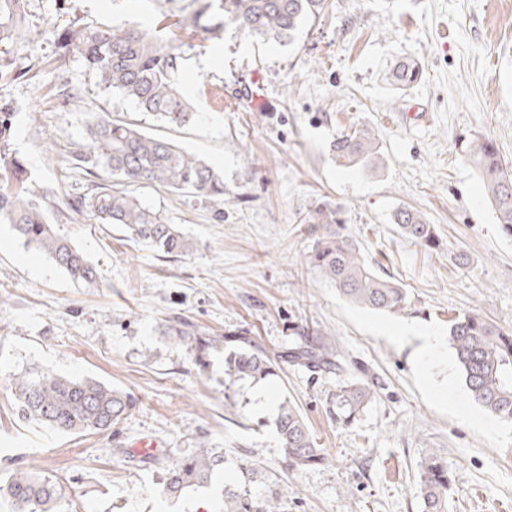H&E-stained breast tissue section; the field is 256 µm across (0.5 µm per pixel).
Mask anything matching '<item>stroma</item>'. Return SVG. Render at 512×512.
I'll list each match as a JSON object with an SVG mask.
<instances>
[{"mask_svg":"<svg viewBox=\"0 0 512 512\" xmlns=\"http://www.w3.org/2000/svg\"><path fill=\"white\" fill-rule=\"evenodd\" d=\"M204 0H24L25 23L182 26L180 85L199 113L190 127L156 121L98 87L80 56L47 40L11 46L23 76L0 82L18 115L13 147L44 188L48 216L97 269L74 282L0 223V384L30 369L94 377L137 403L114 428L65 434L18 418L0 392V485L17 469L64 488L54 512H219L243 465L280 478L286 512H424L416 479L436 449L455 483L448 512H512V424L470 397L446 339L448 320L474 313L512 328V240L503 237L463 137L492 140L512 162V0H327L292 42L263 44L234 29L220 42L184 28ZM418 81L395 87L399 62ZM262 101L239 100L251 76ZM80 89L81 107L62 95ZM138 124L201 156L224 175L223 200L127 184L144 206L195 242L188 257L138 245L116 224L68 219L86 193L72 168L92 114ZM379 135L382 163L339 165L331 142L352 126ZM340 210L345 232L378 272L401 281L404 312L350 304L307 256L321 228L304 216ZM433 224L434 249L398 234L397 210ZM211 341L205 358L173 329ZM440 336L422 354L423 336ZM287 352L307 336L330 337L337 367L282 365L258 383L224 385V339ZM363 379L374 396L340 426L325 400ZM292 402L327 456L288 470L274 419ZM176 455L220 448L210 485L174 499L165 471L144 468L137 444Z\"/></svg>","mask_w":512,"mask_h":512,"instance_id":"obj_1","label":"stroma"}]
</instances>
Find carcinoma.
I'll return each mask as SVG.
<instances>
[{"label":"carcinoma","mask_w":512,"mask_h":512,"mask_svg":"<svg viewBox=\"0 0 512 512\" xmlns=\"http://www.w3.org/2000/svg\"><path fill=\"white\" fill-rule=\"evenodd\" d=\"M21 2L0 0V46L35 35L52 38L60 50L83 59L99 86L133 101L156 120L181 127L196 123L198 112L177 80L182 54L167 37L139 25L84 24L60 30L51 20L33 31L25 26ZM324 6L325 0H207L191 25L205 40L219 38L232 27L263 42L290 43L303 23L317 17ZM15 117L12 103L0 100V221L12 225L26 246L46 254L71 279L93 285L97 282L95 266L48 221L45 196L13 149ZM460 147L479 174L500 233L512 239V165L487 138L470 137ZM331 151L344 166H359L371 173L378 169V142L366 126L337 137ZM90 161L128 182L155 184L176 194L224 198V175L197 155L132 123L105 116L93 118L87 125L86 143L70 158L77 169ZM94 178L89 194L67 202L70 218L121 224L132 240L164 254L185 256L194 251L193 241L178 225L167 223L112 185L98 182L99 175ZM339 215L329 206L315 211L312 221L322 225L323 233L310 251L308 265L351 303L393 315L401 313L408 304L406 289L376 272L358 243L343 232ZM395 224L401 235L418 245L428 249L436 245L434 227L421 214L401 209ZM448 342L473 400L502 421L512 422V328H502L473 313H459L449 320ZM225 347L224 376L231 383L266 379L283 360L314 368L333 365L332 348L324 336L300 343L284 356L245 337L228 340ZM11 391L22 419L73 434L110 429L135 405L131 394L95 378L72 379L37 369L15 376ZM371 398L368 382L344 383L331 394L328 415L338 424H351ZM276 429L289 469L325 460L303 416L288 400L279 405ZM142 462L167 464L163 494L175 496L189 487L210 483L224 464V452L196 448L172 459L145 456ZM240 471L239 485L224 488L222 512H285L284 488L278 479L247 465ZM452 483L436 450H429L416 484L425 512H446ZM0 490L6 492L16 512H52L61 498L56 481L24 469L14 471Z\"/></svg>","instance_id":"carcinoma-1"}]
</instances>
